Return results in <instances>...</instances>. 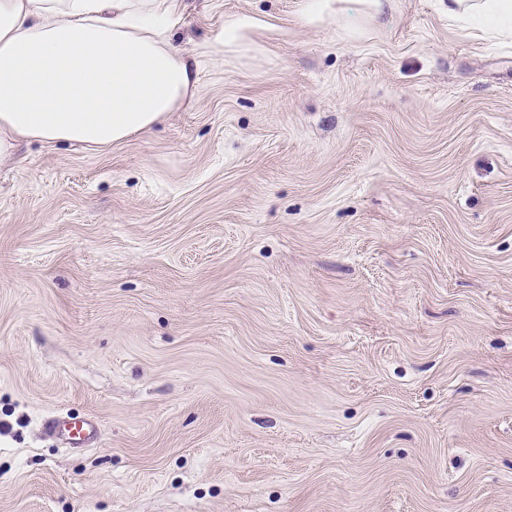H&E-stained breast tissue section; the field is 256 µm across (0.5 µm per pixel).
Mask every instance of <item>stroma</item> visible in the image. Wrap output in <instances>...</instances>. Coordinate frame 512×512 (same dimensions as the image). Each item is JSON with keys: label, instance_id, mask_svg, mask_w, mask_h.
I'll return each mask as SVG.
<instances>
[{"label": "stroma", "instance_id": "1", "mask_svg": "<svg viewBox=\"0 0 512 512\" xmlns=\"http://www.w3.org/2000/svg\"><path fill=\"white\" fill-rule=\"evenodd\" d=\"M300 2L188 0L262 23L195 101L0 162V512H512V42ZM46 429L51 436L71 446L89 444L97 435L95 426L88 420L53 418L46 423Z\"/></svg>", "mask_w": 512, "mask_h": 512}]
</instances>
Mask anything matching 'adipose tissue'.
Listing matches in <instances>:
<instances>
[{"label":"adipose tissue","mask_w":512,"mask_h":512,"mask_svg":"<svg viewBox=\"0 0 512 512\" xmlns=\"http://www.w3.org/2000/svg\"><path fill=\"white\" fill-rule=\"evenodd\" d=\"M186 9L185 0H0V161L26 140L106 149L195 99L200 55L235 51L256 23L224 22L195 56L173 37ZM448 21L512 39V0H448Z\"/></svg>","instance_id":"ef3b65f1"}]
</instances>
